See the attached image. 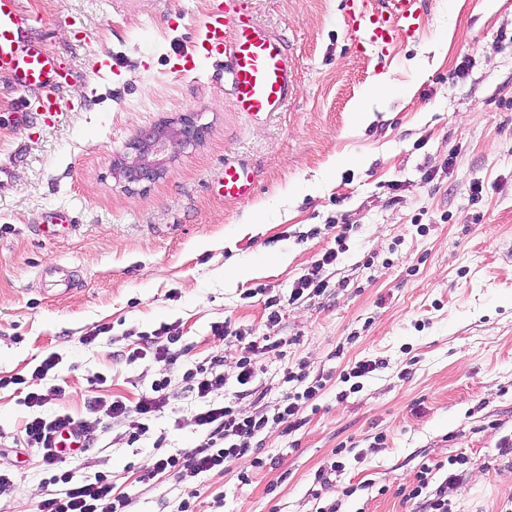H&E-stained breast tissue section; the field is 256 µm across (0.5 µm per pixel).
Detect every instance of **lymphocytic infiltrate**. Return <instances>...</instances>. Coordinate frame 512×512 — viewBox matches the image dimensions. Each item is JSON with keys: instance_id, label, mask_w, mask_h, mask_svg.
Masks as SVG:
<instances>
[{"instance_id": "lymphocytic-infiltrate-1", "label": "lymphocytic infiltrate", "mask_w": 512, "mask_h": 512, "mask_svg": "<svg viewBox=\"0 0 512 512\" xmlns=\"http://www.w3.org/2000/svg\"><path fill=\"white\" fill-rule=\"evenodd\" d=\"M281 346V339L263 335L253 337L242 348L236 362V382L241 395L252 398L257 404L263 402L264 392L252 386L256 377L252 354L258 350L275 352ZM169 385L168 379L154 380L149 390L132 408L120 400L109 403L95 400L90 407L104 411L112 419L128 421L131 428L129 438L135 441L147 432V417L168 405ZM321 388V383H312L302 392L283 400L271 413L262 411L245 416L229 403L208 406L194 418V423L201 432L196 448L184 454L153 457L148 464L146 478L151 479L165 473L180 479L195 478L211 473L220 474L235 467L239 470V480L249 483L250 469L265 465L264 459L259 455V436L267 429L275 427L285 435L298 430L303 424L299 416L302 402L314 399ZM67 426L72 427L80 438H87V422L75 420L67 413L50 420L36 416L28 419L24 425L28 447L41 451L42 461L49 473V482L57 487L52 497L39 503L38 512H127L132 499L127 493L115 489L111 475L101 473L90 480L77 479L73 469L67 466L65 451L51 450L50 442L54 434ZM431 473L430 467H422L415 484L400 487V494L406 500L416 501L422 512H452L445 496V485L431 488Z\"/></svg>"}]
</instances>
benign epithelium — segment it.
Instances as JSON below:
<instances>
[{"label": "benign epithelium", "mask_w": 512, "mask_h": 512, "mask_svg": "<svg viewBox=\"0 0 512 512\" xmlns=\"http://www.w3.org/2000/svg\"><path fill=\"white\" fill-rule=\"evenodd\" d=\"M203 134L204 126L193 114H185L141 138L131 147V153L114 163V170L129 187L150 182L163 174L164 162L172 151L199 142Z\"/></svg>", "instance_id": "obj_1"}]
</instances>
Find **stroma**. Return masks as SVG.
<instances>
[{
  "mask_svg": "<svg viewBox=\"0 0 512 512\" xmlns=\"http://www.w3.org/2000/svg\"><path fill=\"white\" fill-rule=\"evenodd\" d=\"M37 38L72 70L62 110L24 127L20 97L0 79V469L12 474L0 512H37L54 493L25 443L32 415L89 418L77 477L108 473L131 512H177L188 489L197 512H415L399 495L432 466L431 487L460 460L452 512H503L512 503V0H423L424 22L388 47L360 44L353 0H240L292 57L295 92L282 111L237 112L224 64L178 71L210 0H21ZM388 74L392 87L366 121L353 107ZM194 113L199 143L166 173L128 189L113 171L130 144ZM245 164L254 192L225 200V162ZM482 198L473 201L475 186ZM70 213L74 226L61 224ZM327 287L295 302V282L335 247ZM244 274L232 278V268ZM285 299L277 324L264 300ZM234 335L213 337L215 324ZM180 337L175 363L130 361L158 328ZM283 338V355L256 353L262 405L273 407L304 368L324 383L292 435H262L265 468L181 481L143 480L156 453L194 448L205 403L186 370L223 355L225 398L237 389L242 338ZM58 364L34 378L47 356ZM362 360L380 367L351 389ZM22 385H13V378ZM171 399L130 442L125 424L89 414L90 398L136 405L152 381ZM62 386L31 409L28 391ZM343 467L331 470L336 448Z\"/></svg>",
  "mask_w": 512,
  "mask_h": 512,
  "instance_id": "35a3bbf8",
  "label": "stroma"
}]
</instances>
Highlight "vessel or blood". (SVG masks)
Listing matches in <instances>:
<instances>
[{"label": "vessel or blood", "instance_id": "b4317fda", "mask_svg": "<svg viewBox=\"0 0 512 512\" xmlns=\"http://www.w3.org/2000/svg\"><path fill=\"white\" fill-rule=\"evenodd\" d=\"M352 22L361 41L387 46L399 33L419 29L421 0H361ZM38 23L20 0H0V78L9 77L23 92L24 122L59 112L60 93L73 78L36 40ZM202 27L193 51L181 56V72L194 73L200 57L225 58L237 111L250 117L281 111L294 87V65L282 41L249 18L226 14L223 0H213ZM222 186L225 198L236 201L254 191L253 180L236 163H225Z\"/></svg>", "mask_w": 512, "mask_h": 512}]
</instances>
